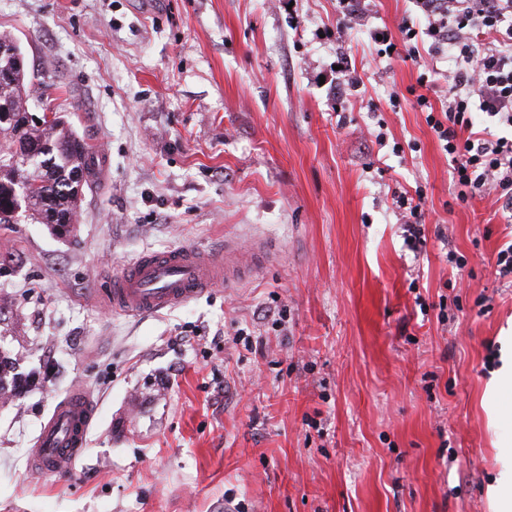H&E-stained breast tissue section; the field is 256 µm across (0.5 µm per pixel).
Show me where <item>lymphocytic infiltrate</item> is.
<instances>
[{
	"mask_svg": "<svg viewBox=\"0 0 512 512\" xmlns=\"http://www.w3.org/2000/svg\"><path fill=\"white\" fill-rule=\"evenodd\" d=\"M414 3L425 27L416 28L406 20L397 31L382 29L377 54L417 62L420 40L431 52L455 53L456 65L444 77L446 109L435 110L423 94L417 95L416 103L453 164L456 200L464 204L495 193L511 223L512 136L494 134L493 129H512V0ZM479 113L489 120V127L476 129Z\"/></svg>",
	"mask_w": 512,
	"mask_h": 512,
	"instance_id": "f902f5d3",
	"label": "lymphocytic infiltrate"
}]
</instances>
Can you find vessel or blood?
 I'll return each mask as SVG.
<instances>
[{
    "label": "vessel or blood",
    "mask_w": 512,
    "mask_h": 512,
    "mask_svg": "<svg viewBox=\"0 0 512 512\" xmlns=\"http://www.w3.org/2000/svg\"><path fill=\"white\" fill-rule=\"evenodd\" d=\"M224 252V258L219 259L203 249L184 246L143 254L113 278L104 299L113 311L126 315L186 303L219 283L230 284L245 277V268L229 264L233 247H225ZM95 412L83 386H76L60 400L29 452L31 470L43 476L70 470L84 452Z\"/></svg>",
    "instance_id": "obj_1"
}]
</instances>
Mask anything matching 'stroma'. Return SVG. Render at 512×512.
<instances>
[{"label": "stroma", "instance_id": "stroma-1", "mask_svg": "<svg viewBox=\"0 0 512 512\" xmlns=\"http://www.w3.org/2000/svg\"><path fill=\"white\" fill-rule=\"evenodd\" d=\"M370 9L339 41L336 0H0L40 102L109 155L70 237L0 224V352L30 378L0 404V512H499L512 415L482 401L512 287L488 260L512 223L495 197L455 202L418 66L374 51L413 0ZM340 47L365 91L339 108ZM418 188L416 251L391 195ZM228 242L258 253L234 287L102 307L140 254ZM77 385L88 446L34 475Z\"/></svg>", "mask_w": 512, "mask_h": 512}]
</instances>
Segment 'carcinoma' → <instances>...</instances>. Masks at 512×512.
<instances>
[{"label": "carcinoma", "instance_id": "1", "mask_svg": "<svg viewBox=\"0 0 512 512\" xmlns=\"http://www.w3.org/2000/svg\"><path fill=\"white\" fill-rule=\"evenodd\" d=\"M0 106L11 112L0 122V224L20 217L46 224L51 216L75 223L94 157L63 115L36 116L23 53L0 57ZM27 380L15 373V359L0 354V396L22 392Z\"/></svg>", "mask_w": 512, "mask_h": 512}]
</instances>
